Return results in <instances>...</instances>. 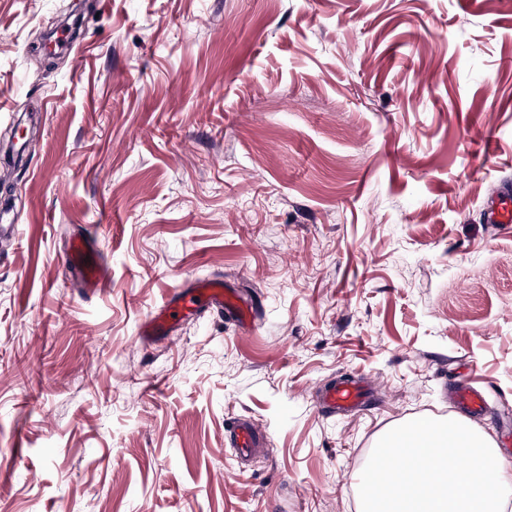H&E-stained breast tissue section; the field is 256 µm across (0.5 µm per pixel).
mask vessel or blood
<instances>
[{"label": "vessel or blood", "mask_w": 512, "mask_h": 512, "mask_svg": "<svg viewBox=\"0 0 512 512\" xmlns=\"http://www.w3.org/2000/svg\"><path fill=\"white\" fill-rule=\"evenodd\" d=\"M485 223H512V191L503 190L490 202L482 212ZM68 260L88 288L95 292H103L110 287L111 281L107 270L90 256V250L84 239L75 238L70 242ZM217 311H235L236 315L246 313L234 294L224 287L223 281L207 280L199 282L193 291L176 294L168 309L149 316L144 324V334L151 340L165 339L169 327L187 311L200 308ZM374 396L372 386L360 379H342L327 387L320 401L323 410L353 411L367 404ZM450 399L454 405L471 415L483 414L486 410V399L483 391L469 384L452 386ZM232 447L238 457L246 458L261 444V437L253 425L246 420L233 423L230 428Z\"/></svg>", "instance_id": "1"}]
</instances>
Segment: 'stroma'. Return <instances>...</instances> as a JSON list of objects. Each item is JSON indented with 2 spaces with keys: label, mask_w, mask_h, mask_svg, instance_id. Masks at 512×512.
Listing matches in <instances>:
<instances>
[{
  "label": "stroma",
  "mask_w": 512,
  "mask_h": 512,
  "mask_svg": "<svg viewBox=\"0 0 512 512\" xmlns=\"http://www.w3.org/2000/svg\"><path fill=\"white\" fill-rule=\"evenodd\" d=\"M0 0V512H362L357 474L420 416L488 435L512 479V0ZM104 261L88 296L74 236ZM251 298L162 344L194 280ZM344 377L372 407L320 411ZM489 382V409L449 402ZM264 445L236 458L228 428ZM486 224L512 223V192L510 189L501 191L488 202L482 212ZM450 400L470 415L483 414L487 406L484 392L469 384L453 385L450 391Z\"/></svg>",
  "instance_id": "1"
}]
</instances>
